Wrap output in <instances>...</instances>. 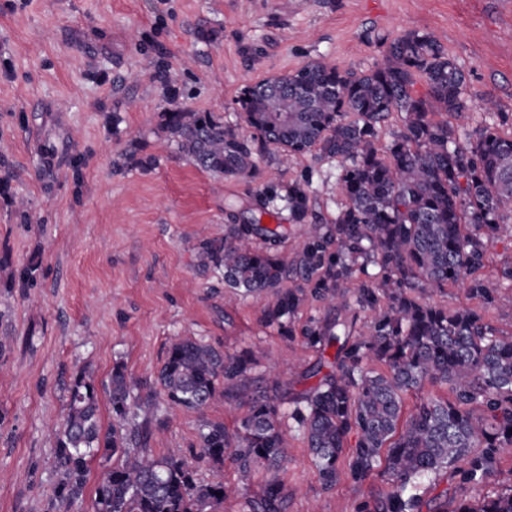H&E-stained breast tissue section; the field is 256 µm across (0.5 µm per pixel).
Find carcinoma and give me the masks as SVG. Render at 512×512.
<instances>
[{
  "label": "carcinoma",
  "mask_w": 512,
  "mask_h": 512,
  "mask_svg": "<svg viewBox=\"0 0 512 512\" xmlns=\"http://www.w3.org/2000/svg\"><path fill=\"white\" fill-rule=\"evenodd\" d=\"M418 75L424 96L411 91ZM464 88L463 71L437 40L409 31L367 72L312 61L244 86L237 103L255 132L250 139L211 112L180 105L177 90L168 89L163 137L202 171L253 180V156L269 147L285 160L313 153L342 163L345 204L333 221L314 212L306 173L228 202L224 237L198 243L225 287L264 299L265 325L301 337L318 354L297 366L299 380L318 383L291 393L274 380L249 395L258 353H223L193 336L169 345L158 373L165 402L185 413L201 415L218 397L246 406L233 436L220 422L199 429L201 459L231 458L242 481L259 466L273 472L243 512H287L278 472L288 464L290 431L307 441L326 487L346 455L356 483L384 466L387 489L355 512H512V487L457 501L446 489L430 502L419 494L424 482L448 476L464 490L481 487L512 447V333L433 299L460 285L488 309L512 288V261L483 273L512 213V118L500 112L499 123L463 132L452 119L467 109ZM395 114L401 125L381 147L379 135ZM283 210L289 224L308 225L291 258L279 250L286 225L261 223ZM313 302L320 313L300 320ZM360 312L371 319L359 327ZM427 384L446 386L449 397L422 396ZM141 390L114 367L112 413L130 429L103 438L94 386L85 372L76 374L57 436L63 488L79 494L87 459L120 451L125 459L98 486L94 512H215L232 488L220 476L201 484L177 455L157 458L145 448V426L159 407L150 400L133 406ZM283 400L291 403L286 411Z\"/></svg>",
  "instance_id": "cac0c4a2"
}]
</instances>
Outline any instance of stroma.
<instances>
[{"label": "stroma", "instance_id": "1", "mask_svg": "<svg viewBox=\"0 0 512 512\" xmlns=\"http://www.w3.org/2000/svg\"><path fill=\"white\" fill-rule=\"evenodd\" d=\"M279 3L0 0V512H92L103 474L122 462L119 453L93 458L80 496L60 491L54 431L79 371L94 382L105 433L120 425L106 392L113 368L154 383L179 336L228 353L262 350L256 377L303 389L289 364L314 352L265 327L261 300L225 288L197 249L202 237H223L225 200L252 183L215 179L164 145L157 128L169 88L249 137L237 104L244 82L322 59L365 72L392 39L420 31L465 74L462 130L491 122L489 99L512 114V0ZM254 160L261 183L311 172L316 211L335 217L338 160L285 167L265 151ZM27 267L34 278L25 282ZM435 300L512 329V289L487 310L456 286ZM205 420L235 426L220 398L200 417L167 408L147 426L146 446L158 458L178 452L198 482L220 473L235 484L232 461H197ZM280 478L288 512H354L386 486L377 472L360 484L343 472L324 488L299 435Z\"/></svg>", "mask_w": 512, "mask_h": 512}]
</instances>
